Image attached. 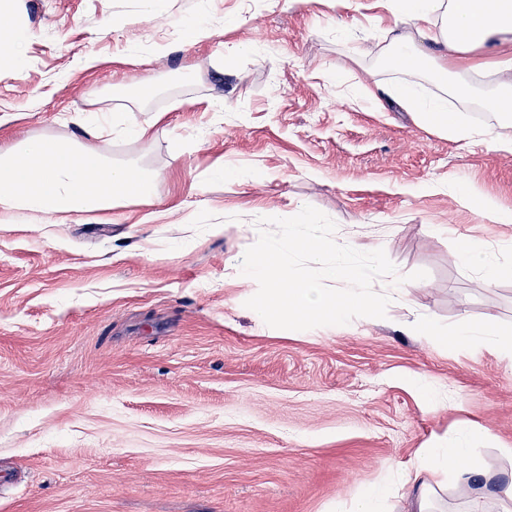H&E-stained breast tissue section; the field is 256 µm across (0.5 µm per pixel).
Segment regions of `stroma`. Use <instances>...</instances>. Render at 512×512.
Masks as SVG:
<instances>
[{
	"label": "stroma",
	"instance_id": "35a3bbf8",
	"mask_svg": "<svg viewBox=\"0 0 512 512\" xmlns=\"http://www.w3.org/2000/svg\"><path fill=\"white\" fill-rule=\"evenodd\" d=\"M11 15L28 42L0 79V148L42 137L79 157L72 112L157 122L98 143L104 163L153 175L150 202L0 222V512H352L373 485L383 512H410L402 471L464 423L496 437L469 463L512 472V362L404 327L512 332V276L480 288L455 259L464 239L512 237L480 214L488 197L512 210V154L449 140L385 93L497 124L470 108L482 86L390 66L381 0H167L159 21L141 0H15ZM200 21L210 36L191 40ZM307 205L336 242L427 271L408 305L303 331L247 308L233 259L256 219ZM176 206L187 223L164 218Z\"/></svg>",
	"mask_w": 512,
	"mask_h": 512
}]
</instances>
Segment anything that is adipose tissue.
Listing matches in <instances>:
<instances>
[{
    "label": "adipose tissue",
    "mask_w": 512,
    "mask_h": 512,
    "mask_svg": "<svg viewBox=\"0 0 512 512\" xmlns=\"http://www.w3.org/2000/svg\"><path fill=\"white\" fill-rule=\"evenodd\" d=\"M388 9L403 25L391 30L390 44L396 66L408 69L422 65L417 41H429L437 50L432 68L460 85L472 82L475 72L470 59L483 49L494 52L491 67L493 88L485 101L500 116L499 125L473 126L459 117L448 116L439 104L418 101L407 88L398 93L415 112L420 123L436 127L455 141L486 144L512 154V0H386ZM71 124L83 130L87 141L79 162L68 150L43 138H29L0 151V216L26 218L31 224H63L115 205L116 202L151 197L153 179L129 165L106 166L93 142L110 135L127 140L148 136L150 120L133 113L117 112L112 122L98 115L76 112ZM457 261L473 270L480 287L493 286L512 275V266L500 263L481 242L464 243ZM453 473L457 486L480 506L498 481L489 472L467 462L462 447L420 450L405 470L413 512H429L428 501L445 473Z\"/></svg>",
    "instance_id": "ef3b65f1"
}]
</instances>
